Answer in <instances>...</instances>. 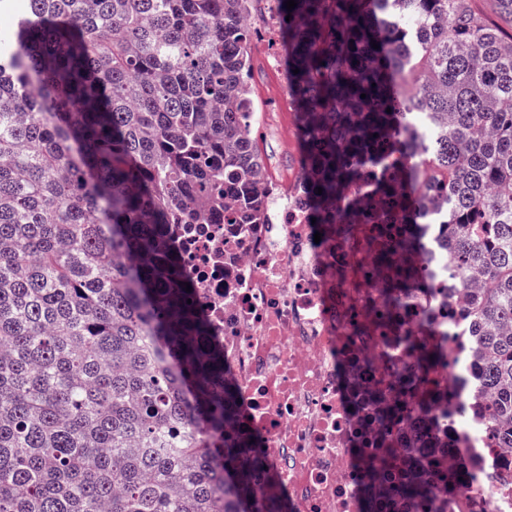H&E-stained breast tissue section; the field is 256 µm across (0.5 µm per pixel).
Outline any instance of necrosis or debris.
<instances>
[{"label": "necrosis or debris", "mask_w": 512, "mask_h": 512, "mask_svg": "<svg viewBox=\"0 0 512 512\" xmlns=\"http://www.w3.org/2000/svg\"><path fill=\"white\" fill-rule=\"evenodd\" d=\"M299 184L289 170L267 176L262 224L169 227L238 389V419L261 455L263 485L283 489L291 512H366L361 458L428 437L437 448L429 463L439 512H512V451L491 447L484 431L460 298L418 292L397 314L399 335L355 331L352 320L369 321L379 295L371 259L344 242L316 248ZM423 315L449 352L434 385L457 388L459 410L434 422L405 412L392 438L377 436L372 409L421 372L401 336ZM462 431L475 478L452 493L446 446Z\"/></svg>", "instance_id": "necrosis-or-debris-1"}]
</instances>
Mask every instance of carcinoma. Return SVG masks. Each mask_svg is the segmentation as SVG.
Masks as SVG:
<instances>
[{"label":"carcinoma","mask_w":512,"mask_h":512,"mask_svg":"<svg viewBox=\"0 0 512 512\" xmlns=\"http://www.w3.org/2000/svg\"><path fill=\"white\" fill-rule=\"evenodd\" d=\"M275 2L320 244L363 227L386 273L373 324L393 331L438 286L418 249L439 217L486 431L512 448V32L471 0ZM252 3L26 0L0 38V512H287L232 427L167 229L263 223ZM405 339L426 379L403 383L410 412L429 417L448 353ZM400 413L381 406L378 431ZM412 453L386 449L366 501L437 512ZM472 480L463 458L448 484Z\"/></svg>","instance_id":"carcinoma-1"}]
</instances>
